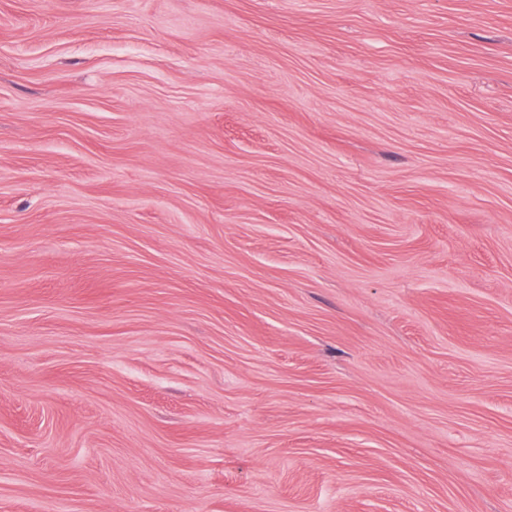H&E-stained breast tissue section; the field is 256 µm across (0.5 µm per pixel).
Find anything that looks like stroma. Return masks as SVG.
<instances>
[{
    "mask_svg": "<svg viewBox=\"0 0 512 512\" xmlns=\"http://www.w3.org/2000/svg\"><path fill=\"white\" fill-rule=\"evenodd\" d=\"M0 512H512V0H0Z\"/></svg>",
    "mask_w": 512,
    "mask_h": 512,
    "instance_id": "35a3bbf8",
    "label": "stroma"
}]
</instances>
